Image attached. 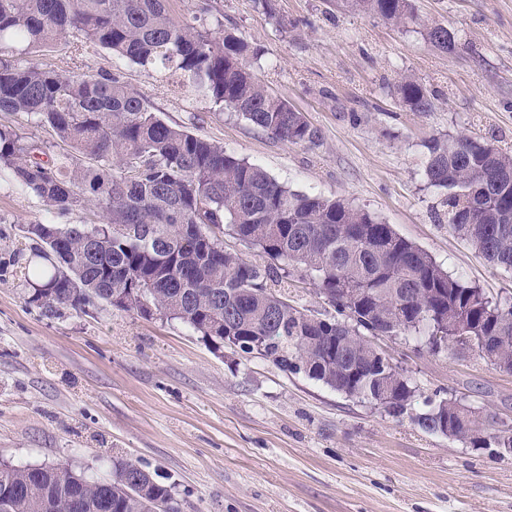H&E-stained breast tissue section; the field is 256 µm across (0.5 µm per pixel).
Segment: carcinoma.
Here are the masks:
<instances>
[{
    "label": "carcinoma",
    "mask_w": 512,
    "mask_h": 512,
    "mask_svg": "<svg viewBox=\"0 0 512 512\" xmlns=\"http://www.w3.org/2000/svg\"><path fill=\"white\" fill-rule=\"evenodd\" d=\"M166 0H0V113L49 127L55 142L0 124V177L64 215L92 206L98 222L36 223L41 262L28 269L30 302L49 313L106 304L178 320L216 349L252 352L347 397L391 392L387 413L405 415L419 388L366 336H406L440 349L450 336L512 368V300L493 302L427 252L363 209L300 192L224 146L171 125L117 74L97 80L19 55L77 35L113 58L164 70L198 96L241 114L291 144L316 143L303 113L247 67L257 55L231 32L202 33L177 22ZM395 23L416 21L411 0H344ZM446 51L454 35L423 25ZM401 107L430 112L435 95L418 78L396 85ZM427 181L448 190V224L493 266L512 271V154L466 136L427 142ZM269 260L224 250V230ZM94 251H87V241ZM292 272L311 280L337 312L307 314L271 284ZM414 421L461 441L480 413L423 398ZM474 448H512V428ZM0 512H180L172 488L126 462L112 480H78L59 466L0 469Z\"/></svg>",
    "instance_id": "obj_1"
}]
</instances>
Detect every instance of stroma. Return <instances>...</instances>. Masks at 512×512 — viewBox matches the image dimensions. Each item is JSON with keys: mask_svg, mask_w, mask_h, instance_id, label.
Listing matches in <instances>:
<instances>
[{"mask_svg": "<svg viewBox=\"0 0 512 512\" xmlns=\"http://www.w3.org/2000/svg\"><path fill=\"white\" fill-rule=\"evenodd\" d=\"M167 0L174 19L224 28L260 54L252 70L320 133L294 145L219 111L173 77L68 37L31 60L94 78L120 74L161 118L221 143L301 192L345 198L391 224L489 299H512V271L491 266L448 224L446 192L427 184L436 135L496 139L512 151V0H413L392 24L336 0ZM448 26L451 50L427 44ZM416 75L435 108L410 112L393 88ZM37 197L0 182V461L66 464L91 480L134 462L170 485L181 512H512V457L425 432L410 414L350 399L301 373L231 348L157 313L110 306L48 315L28 300L23 228L48 219ZM299 309L336 311L312 282L275 284ZM374 345L422 396L462 397L512 427V373L477 351L431 354L407 337ZM422 34L428 43L443 51H448L454 43V35L441 24L423 25Z\"/></svg>", "mask_w": 512, "mask_h": 512, "instance_id": "stroma-1", "label": "stroma"}]
</instances>
